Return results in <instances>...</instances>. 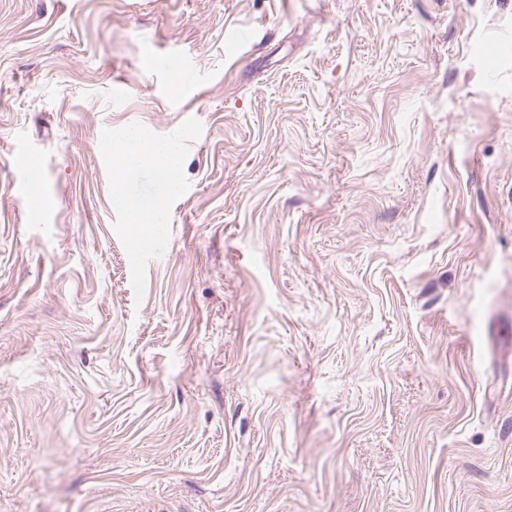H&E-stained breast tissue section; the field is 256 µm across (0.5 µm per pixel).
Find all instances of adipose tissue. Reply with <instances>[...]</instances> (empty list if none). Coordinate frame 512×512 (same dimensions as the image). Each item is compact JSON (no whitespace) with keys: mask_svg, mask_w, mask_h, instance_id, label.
Wrapping results in <instances>:
<instances>
[{"mask_svg":"<svg viewBox=\"0 0 512 512\" xmlns=\"http://www.w3.org/2000/svg\"><path fill=\"white\" fill-rule=\"evenodd\" d=\"M113 144L117 150V167H147L158 171L168 187H175L182 178V157L177 149L165 142L147 138L126 129L117 130Z\"/></svg>","mask_w":512,"mask_h":512,"instance_id":"obj_1","label":"adipose tissue"}]
</instances>
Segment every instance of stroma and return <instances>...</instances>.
Segmentation results:
<instances>
[{"label": "stroma", "instance_id": "obj_1", "mask_svg": "<svg viewBox=\"0 0 512 512\" xmlns=\"http://www.w3.org/2000/svg\"><path fill=\"white\" fill-rule=\"evenodd\" d=\"M0 512H512V0H0ZM113 145L117 150L116 161L120 172L131 167L156 169L170 189L181 181L182 157L174 146L126 129L114 133ZM112 200L118 206H125L133 210L132 224H155L157 228V225L167 223V215L163 205L158 204L149 212H143L135 203L128 199L120 186L115 188ZM147 241L146 243L134 244L128 253V269L131 273H138L155 256H157L165 244L160 240L156 243L145 239H139L137 242Z\"/></svg>", "mask_w": 512, "mask_h": 512}]
</instances>
